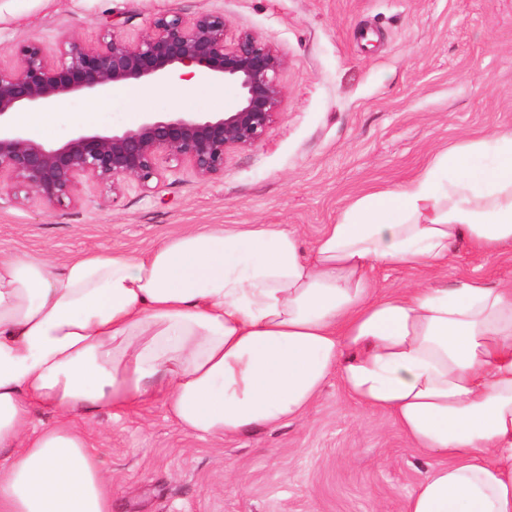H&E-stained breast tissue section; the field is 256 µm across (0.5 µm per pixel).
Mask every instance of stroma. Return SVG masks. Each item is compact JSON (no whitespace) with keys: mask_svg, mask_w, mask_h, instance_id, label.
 <instances>
[{"mask_svg":"<svg viewBox=\"0 0 512 512\" xmlns=\"http://www.w3.org/2000/svg\"><path fill=\"white\" fill-rule=\"evenodd\" d=\"M224 15L284 59L280 114L257 146L232 152L200 180L161 163L150 188L119 195L85 186L80 203L49 207L0 190V253L63 264L84 252L149 250L209 224H279L311 245L349 203L414 176L439 151L512 127V0H0V64L13 48L89 42L109 24L137 39L163 14ZM93 127L145 112H221L234 87L112 92ZM512 282V248L486 257L460 245L433 280ZM112 478V512H406L438 462L385 412H364L331 378L309 414L276 429L215 439L183 431L162 401L74 423Z\"/></svg>","mask_w":512,"mask_h":512,"instance_id":"stroma-1","label":"stroma"}]
</instances>
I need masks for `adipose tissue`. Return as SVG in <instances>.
Here are the masks:
<instances>
[{"label": "adipose tissue", "mask_w": 512, "mask_h": 512, "mask_svg": "<svg viewBox=\"0 0 512 512\" xmlns=\"http://www.w3.org/2000/svg\"><path fill=\"white\" fill-rule=\"evenodd\" d=\"M462 241L512 245L510 128L355 198L308 248L249 224L60 266L0 254V512H112L73 419L160 399L183 430L224 438L301 418L334 374L439 458L406 512H512V284L372 279L429 273ZM37 409L57 423L35 428Z\"/></svg>", "instance_id": "ef3b65f1"}]
</instances>
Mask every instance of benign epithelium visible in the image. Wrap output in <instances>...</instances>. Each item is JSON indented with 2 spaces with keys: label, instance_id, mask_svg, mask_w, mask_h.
I'll use <instances>...</instances> for the list:
<instances>
[{
  "label": "benign epithelium",
  "instance_id": "1",
  "mask_svg": "<svg viewBox=\"0 0 512 512\" xmlns=\"http://www.w3.org/2000/svg\"><path fill=\"white\" fill-rule=\"evenodd\" d=\"M222 14L191 20L162 15L134 41L112 30L94 42L64 41L59 57L36 42L13 51L0 67V185L51 206L75 205L85 184L118 195L129 182L161 177L159 161L186 164L207 181L224 173L227 156L266 136L283 100L284 59L250 33L227 41ZM192 67L205 80L230 84L234 104L223 112H146L138 124L112 131L76 129L64 142L32 137L10 122L19 109L44 111L60 99L106 93L117 85L169 84Z\"/></svg>",
  "mask_w": 512,
  "mask_h": 512
}]
</instances>
